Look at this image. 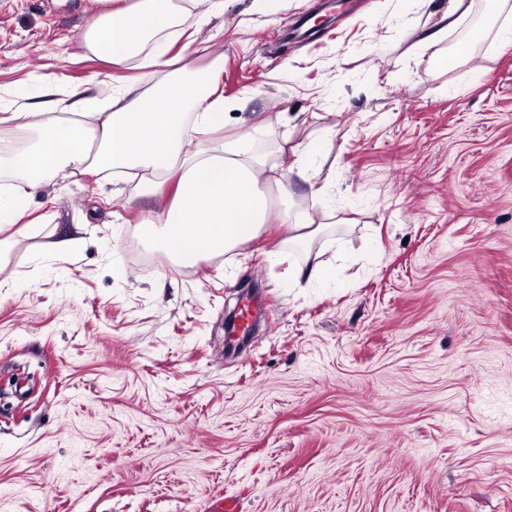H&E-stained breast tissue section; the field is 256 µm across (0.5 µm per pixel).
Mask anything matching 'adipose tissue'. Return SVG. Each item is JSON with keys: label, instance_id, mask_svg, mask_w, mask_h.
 I'll return each instance as SVG.
<instances>
[{"label": "adipose tissue", "instance_id": "1", "mask_svg": "<svg viewBox=\"0 0 512 512\" xmlns=\"http://www.w3.org/2000/svg\"><path fill=\"white\" fill-rule=\"evenodd\" d=\"M174 12L173 0L114 5L90 20L87 46L121 64L150 43L149 61L159 65L160 36L174 27ZM223 69L217 58L207 68L185 61L160 80L145 73L143 92H113L111 111L96 113L94 122L47 123L29 148L1 150L0 170L31 189L85 169L134 173L153 195L171 188V202L149 224L159 249L189 263L234 253L273 224L285 228L288 242H312L323 227L308 211H281L271 202L269 188L288 190L277 165L254 157L237 138L217 135Z\"/></svg>", "mask_w": 512, "mask_h": 512}]
</instances>
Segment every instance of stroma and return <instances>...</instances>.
I'll use <instances>...</instances> for the list:
<instances>
[{
	"label": "stroma",
	"mask_w": 512,
	"mask_h": 512,
	"mask_svg": "<svg viewBox=\"0 0 512 512\" xmlns=\"http://www.w3.org/2000/svg\"><path fill=\"white\" fill-rule=\"evenodd\" d=\"M448 2L200 0L157 69L223 56L224 133L278 164L288 207L336 215L326 287L290 279L303 249L268 257L275 227L172 260L144 226L167 196L126 176L18 194L0 512H512V0L422 44ZM103 8L0 0V110L29 114L0 143L137 82L86 47ZM314 12L331 27L299 34Z\"/></svg>",
	"instance_id": "obj_1"
}]
</instances>
